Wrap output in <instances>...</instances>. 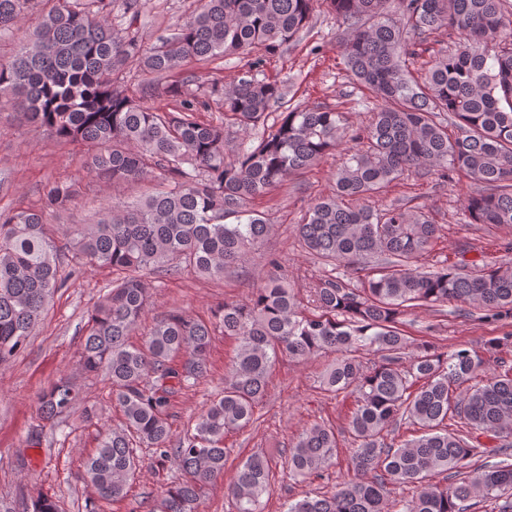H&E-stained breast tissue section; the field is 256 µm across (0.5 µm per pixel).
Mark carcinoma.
<instances>
[{"label": "carcinoma", "mask_w": 512, "mask_h": 512, "mask_svg": "<svg viewBox=\"0 0 512 512\" xmlns=\"http://www.w3.org/2000/svg\"><path fill=\"white\" fill-rule=\"evenodd\" d=\"M31 2L0 0V32L18 25ZM50 2L0 63V95L25 122L76 148L96 179L157 183L92 224H48L49 214L78 200L66 180L47 184L36 207L0 209V364L26 348L60 289L88 270L122 273L82 328L78 371L107 377L123 411L121 425L100 433L83 482L101 500L124 499L139 470L137 449L150 448L176 466L152 512H199L204 487L224 476V438L253 422L272 366L283 356L333 354L320 388L354 398L346 426L352 464L372 477L290 499L284 512H472L481 503L512 512V367L498 357L502 370L490 371L494 354L512 352V331L480 353L414 342L401 329L413 310L452 302L481 324L511 327L512 259L425 267L439 232L430 211L365 203L409 176L463 175L475 186L471 223L512 227V0H322L346 24L348 76L375 101L356 132L349 113L293 105L286 85L264 73L267 58L308 28L314 0H198L150 47L133 27L147 0H124L111 19L106 0ZM423 52L430 60L416 74L411 65ZM240 54L249 63L228 86L181 75L188 63ZM129 62L148 76L134 90L123 75ZM163 96L165 105L150 103ZM203 112L220 116L205 122ZM226 126L246 140L231 146ZM347 140L353 146L333 191L312 202L297 233L309 253L346 264L353 278L319 279L305 304L271 277L207 320L179 308L160 314L142 345L129 343L149 312L148 273L224 278L273 229L253 201ZM218 331L237 342L224 390L175 438L172 402L207 375ZM366 351L378 355L368 368L360 361ZM82 401L62 377L39 391L38 418L63 433ZM402 418L419 435L397 445L388 436ZM484 437L500 452L488 451ZM337 448L333 427L306 428L284 453L289 477L327 478ZM273 462L266 452L239 462L228 486L235 512H264ZM396 483L417 491L391 501L388 485ZM29 512H59L58 501L39 494Z\"/></svg>", "instance_id": "carcinoma-1"}]
</instances>
